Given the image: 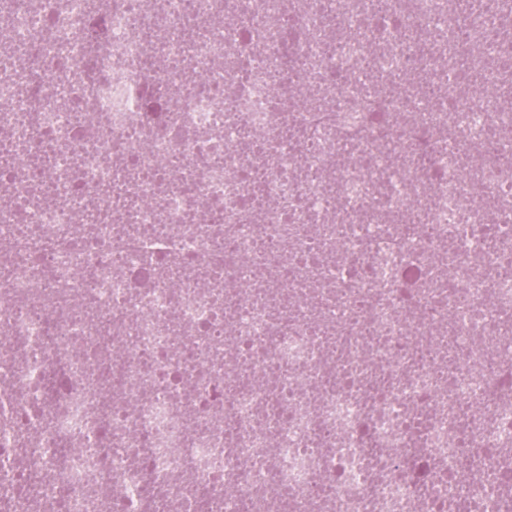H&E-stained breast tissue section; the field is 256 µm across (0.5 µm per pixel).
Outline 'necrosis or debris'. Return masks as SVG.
Listing matches in <instances>:
<instances>
[{
    "label": "necrosis or debris",
    "instance_id": "obj_1",
    "mask_svg": "<svg viewBox=\"0 0 512 512\" xmlns=\"http://www.w3.org/2000/svg\"><path fill=\"white\" fill-rule=\"evenodd\" d=\"M94 4L0 0V512H512L499 0Z\"/></svg>",
    "mask_w": 512,
    "mask_h": 512
}]
</instances>
